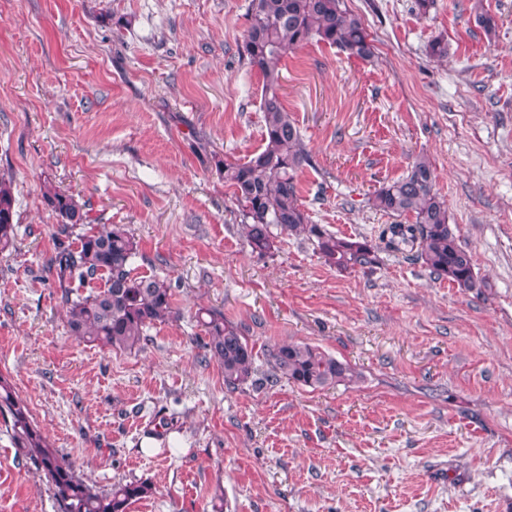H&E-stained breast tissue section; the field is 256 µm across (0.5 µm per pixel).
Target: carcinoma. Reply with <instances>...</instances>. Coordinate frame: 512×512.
I'll use <instances>...</instances> for the list:
<instances>
[{
  "label": "carcinoma",
  "mask_w": 512,
  "mask_h": 512,
  "mask_svg": "<svg viewBox=\"0 0 512 512\" xmlns=\"http://www.w3.org/2000/svg\"><path fill=\"white\" fill-rule=\"evenodd\" d=\"M316 42L338 48L350 57L368 60L374 46L362 18L345 0H251L243 35V53L262 76L260 108L264 145L244 159L216 161L224 183L233 189L243 216L242 231L252 251L265 255L275 249L272 228L313 242L324 262L339 270L364 269L375 261L365 239L338 237L312 222L299 202L295 174L310 162L300 129L286 111L281 96L279 64L286 50ZM430 162L418 157L408 174L376 190L372 208L391 216L410 215L412 224H388L380 238L387 245L418 244V258L434 275L463 291L479 287L472 257L456 239L449 224L448 205L433 190ZM43 199L58 216L61 234L76 238L57 245L53 260L60 278L90 287L86 295L62 296L68 331L91 344L125 352L141 349L146 329L176 314L173 288L165 278L136 276L133 261L138 242L114 224H91L89 212L55 185L44 186ZM15 197L11 183L0 179V251L15 239ZM206 342L203 348L224 371V385L235 389L254 381V347L241 328L215 309L197 314ZM270 374L313 389L351 382L355 371L347 364L304 343H284L269 354ZM0 419L9 427L23 456L50 484L60 512H128L130 505L153 494L145 481H117L99 490L79 477L59 457L29 418L11 381L0 375Z\"/></svg>",
  "instance_id": "1"
}]
</instances>
